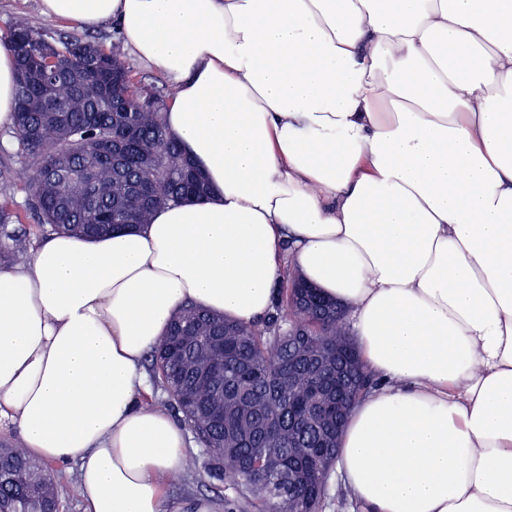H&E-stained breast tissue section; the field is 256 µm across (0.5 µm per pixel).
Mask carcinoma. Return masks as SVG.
Here are the masks:
<instances>
[{"label":"carcinoma","mask_w":512,"mask_h":512,"mask_svg":"<svg viewBox=\"0 0 512 512\" xmlns=\"http://www.w3.org/2000/svg\"><path fill=\"white\" fill-rule=\"evenodd\" d=\"M7 39L16 54V122L26 153L29 187L38 222L56 233L107 235L147 223L170 202L199 199L207 185L164 123L163 104L152 109L129 103L124 112L90 84L78 89L64 80L25 79L28 70L56 65L73 72L106 57L122 76L118 93L137 97L130 68L92 39H49L23 19ZM128 133L125 151L102 159L94 145ZM153 185V198L139 191ZM14 214L0 207V265L26 250L19 229L8 230ZM346 313L295 275L267 318L246 326L192 305L170 323L151 354L156 382L169 394L181 421L207 449L217 476L242 489L262 512H315L326 494L336 461V414L317 425L304 424L312 383L301 369L288 381L289 357L297 344L312 340L320 350L339 353L351 365L359 393L375 385L352 341ZM268 448L281 466L301 467L307 448L318 464L288 486V475L257 466ZM58 492L43 467L18 446L0 445V512H57Z\"/></svg>","instance_id":"carcinoma-1"}]
</instances>
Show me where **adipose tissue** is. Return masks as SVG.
Here are the masks:
<instances>
[{
    "instance_id": "obj_1",
    "label": "adipose tissue",
    "mask_w": 512,
    "mask_h": 512,
    "mask_svg": "<svg viewBox=\"0 0 512 512\" xmlns=\"http://www.w3.org/2000/svg\"><path fill=\"white\" fill-rule=\"evenodd\" d=\"M116 28L175 87L166 125L208 196L0 267V421L81 461L85 512L169 500L183 427L144 401L181 303L249 325L281 256L342 303L379 383L338 467L369 512H512V0H39ZM16 58L0 39V127Z\"/></svg>"
}]
</instances>
